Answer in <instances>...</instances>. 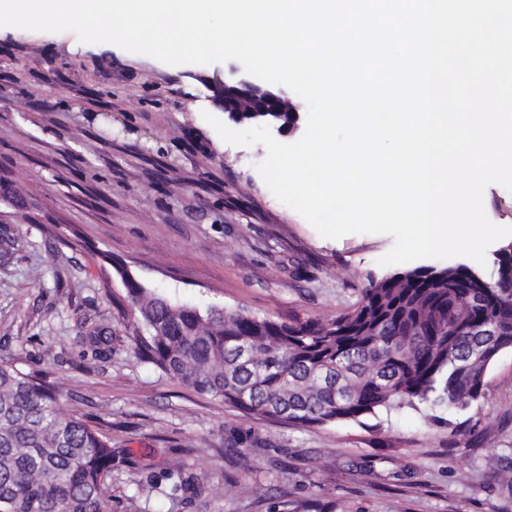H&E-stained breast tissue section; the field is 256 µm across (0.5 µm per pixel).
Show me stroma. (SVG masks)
I'll use <instances>...</instances> for the list:
<instances>
[{
  "instance_id": "1",
  "label": "stroma",
  "mask_w": 512,
  "mask_h": 512,
  "mask_svg": "<svg viewBox=\"0 0 512 512\" xmlns=\"http://www.w3.org/2000/svg\"><path fill=\"white\" fill-rule=\"evenodd\" d=\"M224 67L168 65L70 31L0 27V358L45 346L69 412L107 424L112 512H512V349L463 411L427 403L293 427L141 361L102 254L173 301L328 320L370 282L381 234L322 237L205 122ZM109 327L106 354L86 340ZM197 494L178 490L180 478Z\"/></svg>"
}]
</instances>
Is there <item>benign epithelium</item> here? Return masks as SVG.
<instances>
[{
    "instance_id": "benign-epithelium-1",
    "label": "benign epithelium",
    "mask_w": 512,
    "mask_h": 512,
    "mask_svg": "<svg viewBox=\"0 0 512 512\" xmlns=\"http://www.w3.org/2000/svg\"><path fill=\"white\" fill-rule=\"evenodd\" d=\"M213 103L232 121H237L241 112L255 115L253 122L266 125L281 133L288 129V124L271 121L266 118L270 113L291 112L294 123L300 121V110L282 90H275L257 77L247 74L239 64H232L224 72V79L211 86Z\"/></svg>"
}]
</instances>
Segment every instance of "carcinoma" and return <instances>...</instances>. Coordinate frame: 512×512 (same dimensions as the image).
<instances>
[{
  "instance_id": "carcinoma-1",
  "label": "carcinoma",
  "mask_w": 512,
  "mask_h": 512,
  "mask_svg": "<svg viewBox=\"0 0 512 512\" xmlns=\"http://www.w3.org/2000/svg\"><path fill=\"white\" fill-rule=\"evenodd\" d=\"M372 282L350 311L288 323L125 289L138 356L201 395L297 427L430 403L464 410L512 348V280L465 267ZM112 439L42 370L0 360V512H112Z\"/></svg>"
}]
</instances>
